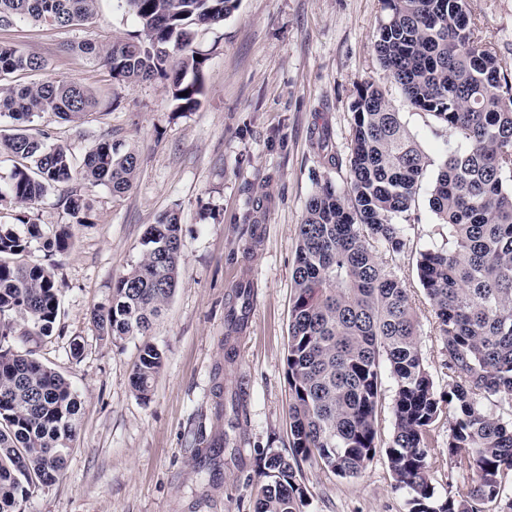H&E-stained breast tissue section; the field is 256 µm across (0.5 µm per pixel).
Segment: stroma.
Returning <instances> with one entry per match:
<instances>
[{
    "label": "stroma",
    "instance_id": "stroma-1",
    "mask_svg": "<svg viewBox=\"0 0 512 512\" xmlns=\"http://www.w3.org/2000/svg\"><path fill=\"white\" fill-rule=\"evenodd\" d=\"M471 17L512 71V0H470ZM382 0H238L224 22L199 30L203 95L197 109L172 111L163 81L118 83L81 42L128 38L135 19L120 0H99L88 22L71 27L18 21L0 42L40 57L25 83L70 80L96 105L86 122L44 112L33 123L75 159L103 137L139 156L132 188L117 196L86 189L87 223H74L51 192L27 209L0 201V224L19 215L45 233L69 225L67 250L30 246L52 268L60 313L38 351L83 402L63 476L35 491L25 512H254L259 459L290 453V391L285 356L294 295L296 227L305 203L325 182L344 188L356 89L385 85L374 42ZM393 108L433 161L434 179L448 133L396 89ZM421 187L405 246L384 262L410 290L418 348L436 394L448 390L436 317L416 272L419 251L447 246L446 225ZM177 211L183 264L152 343L164 366L149 398L131 385L142 338L100 337L92 311L109 304L115 281L141 258L148 226ZM79 341L80 357L70 344ZM298 481L308 512H408L384 455L343 479L311 462Z\"/></svg>",
    "mask_w": 512,
    "mask_h": 512
}]
</instances>
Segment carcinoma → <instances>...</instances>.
Here are the masks:
<instances>
[{
  "instance_id": "cac0c4a2",
  "label": "carcinoma",
  "mask_w": 512,
  "mask_h": 512,
  "mask_svg": "<svg viewBox=\"0 0 512 512\" xmlns=\"http://www.w3.org/2000/svg\"><path fill=\"white\" fill-rule=\"evenodd\" d=\"M121 2L140 30L107 47L83 43L79 51L103 58L119 82L166 81L173 111L195 110L206 61L196 60L195 29L224 21L237 0ZM384 2L375 50L387 79L453 142L428 199L438 223L448 226V247L425 249L416 261L443 342L448 397H436L423 364L408 288L370 245L402 251V225L419 220L412 208L430 160L385 92L367 82L352 105L349 181L343 189L318 186L298 225L285 358L291 456L261 458L254 512H307L308 492L296 479L301 461L353 478L383 452L398 487L409 490L410 512H486L512 476V421L493 410L512 404V75L471 21L468 0ZM96 4L0 0V27L18 20L81 25ZM42 68L41 59L0 43V118L14 124V133L0 135V150L21 159L0 183V199L27 206L74 179L116 195L130 190L139 157L123 142L101 139L77 167L48 134L29 133L43 112L79 124L96 105L75 82H5ZM60 203L76 223L87 222L80 191L64 193ZM70 238L65 225L50 236L38 224L26 223L22 234L0 225V512H22L32 491L62 477L76 435L79 395L33 347L52 335L59 289L50 268L29 259L32 241L64 251ZM181 261V218L172 211L146 230L142 257L113 285L110 305L92 312L103 337L145 338L132 374L142 398L164 362L146 337L175 292ZM18 339L32 347L17 350ZM387 373L394 430L382 443L375 421ZM444 402L443 452L434 448L431 428ZM443 463L471 473L466 491L436 494L430 474Z\"/></svg>"
}]
</instances>
